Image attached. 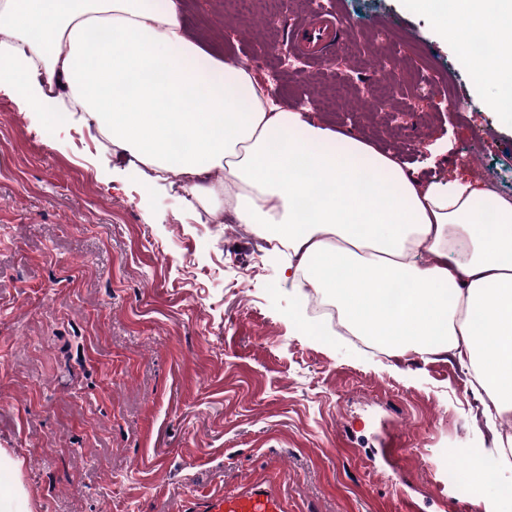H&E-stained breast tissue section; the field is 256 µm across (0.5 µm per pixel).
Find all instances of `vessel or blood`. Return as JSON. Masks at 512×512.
<instances>
[{
    "mask_svg": "<svg viewBox=\"0 0 512 512\" xmlns=\"http://www.w3.org/2000/svg\"><path fill=\"white\" fill-rule=\"evenodd\" d=\"M290 37L301 53L318 61L335 53L344 27L336 17L322 11L293 25ZM181 512H288V508L275 483L251 479L229 494L186 500Z\"/></svg>",
    "mask_w": 512,
    "mask_h": 512,
    "instance_id": "vessel-or-blood-1",
    "label": "vessel or blood"
}]
</instances>
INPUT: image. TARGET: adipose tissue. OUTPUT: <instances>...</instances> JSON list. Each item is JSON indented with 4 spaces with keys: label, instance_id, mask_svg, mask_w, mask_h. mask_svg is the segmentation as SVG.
Returning a JSON list of instances; mask_svg holds the SVG:
<instances>
[{
    "label": "adipose tissue",
    "instance_id": "ef3b65f1",
    "mask_svg": "<svg viewBox=\"0 0 512 512\" xmlns=\"http://www.w3.org/2000/svg\"><path fill=\"white\" fill-rule=\"evenodd\" d=\"M408 2L491 87L483 106L511 113L512 0ZM1 90L30 112L90 113L147 169L146 187L180 177L212 217L273 241L297 287L356 333L468 365L488 422L512 418V197L457 175L421 183L370 144L279 109L245 68L187 39L177 0H0Z\"/></svg>",
    "mask_w": 512,
    "mask_h": 512
}]
</instances>
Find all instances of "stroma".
<instances>
[{"mask_svg": "<svg viewBox=\"0 0 512 512\" xmlns=\"http://www.w3.org/2000/svg\"><path fill=\"white\" fill-rule=\"evenodd\" d=\"M352 39L291 69L277 51L312 13L271 0H182L189 40L238 62L285 108L394 156L416 179L459 173L512 196V118L481 108L460 51L407 0H324ZM394 99L373 112L371 99ZM87 113L64 123L0 93V448L30 512H178L277 481L289 512H492L457 500L448 452L497 458L454 360L311 333L310 302L247 225L215 220Z\"/></svg>", "mask_w": 512, "mask_h": 512, "instance_id": "1", "label": "stroma"}]
</instances>
